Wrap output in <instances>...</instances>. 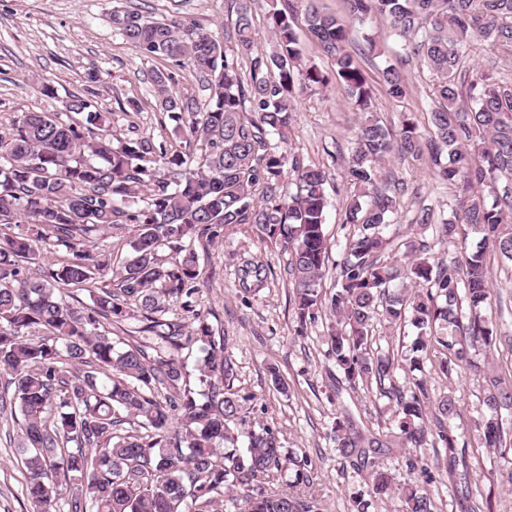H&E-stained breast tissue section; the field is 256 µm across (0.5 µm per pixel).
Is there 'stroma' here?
I'll list each match as a JSON object with an SVG mask.
<instances>
[{
  "instance_id": "obj_1",
  "label": "stroma",
  "mask_w": 512,
  "mask_h": 512,
  "mask_svg": "<svg viewBox=\"0 0 512 512\" xmlns=\"http://www.w3.org/2000/svg\"><path fill=\"white\" fill-rule=\"evenodd\" d=\"M117 10H137L154 21L192 20L218 40L223 39L224 26L231 21L225 0H0V125L9 126L21 112H59L68 97L88 96L109 112L115 138L163 139L172 147H182L181 127L189 117L184 114L174 119L160 111L152 77L158 71L172 73L174 92L200 102L205 99L202 83L189 70L172 69L162 59L144 58L127 45L114 30L112 16ZM297 35L304 63L317 67L330 81L299 91L288 146L306 163L319 165L328 174L325 233L335 244L348 234L342 221L354 194L336 158L349 154L359 115L343 86L333 80L334 63L318 49L306 24H299ZM369 37L377 41L380 54H365ZM350 40L353 49L360 51V65L374 85V110L381 120L396 126L407 115L419 127H426L433 107L427 72L413 63L405 66L408 92L399 101L377 84L381 70L396 63L401 52L386 23L375 15L351 22ZM41 82L54 87L55 97L39 93ZM381 172L406 188L390 236L399 244L432 240L431 227L413 221L418 206L451 213L460 198L459 188L439 184L427 162L395 155L383 163ZM195 250L197 307L229 338L239 367L235 385L254 398L253 424L273 426L286 449L311 459L313 488L323 497L328 512H346L350 493L361 489L364 480L338 455L328 436L337 405L330 399L323 342L327 320H319L305 335L296 334L289 305L288 255L268 245L257 231L234 233L213 244L200 243ZM257 252L265 254L273 275L259 298L246 305L238 293L237 270L244 258ZM490 267L492 317L502 333L512 336V268L495 258ZM275 370L287 382V393L275 389L271 380ZM397 378L402 383L427 379L436 397L453 394L466 427H473L484 412L482 381L466 365L444 372L438 361L431 359L420 369L399 372ZM347 404L371 427L389 423L390 402L376 387L358 388ZM423 454L437 461L435 449H424ZM458 458L480 493L490 495L493 512H512V491L498 487L492 475L500 461L499 449L480 448L472 442L459 449ZM437 463L435 480L427 491L438 512H467L455 491L456 475L449 473L446 462ZM20 478L14 449L0 443V512H31L20 491Z\"/></svg>"
}]
</instances>
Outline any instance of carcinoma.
Returning a JSON list of instances; mask_svg holds the SVG:
<instances>
[{
  "mask_svg": "<svg viewBox=\"0 0 512 512\" xmlns=\"http://www.w3.org/2000/svg\"><path fill=\"white\" fill-rule=\"evenodd\" d=\"M250 0H230L235 19L224 42L194 22L150 21L138 12L113 17L117 34L141 55L197 74L208 91L202 108L168 88L155 73L159 108L188 112L190 141L200 153L163 141H112L98 102L72 96L66 113L23 112L0 130V414L10 413L32 512H326L323 500L298 489L312 484L308 458L283 448L270 425L247 427L234 389L238 365L228 337L196 309L194 243L215 241L239 227H256L289 254L298 334L325 312L336 318L325 357L335 366L336 398L376 385L392 404L389 431L373 430L349 406H338L332 435L339 455L363 489L349 495L348 512L400 489V512H435L423 488L434 475L414 448H455L465 433L452 395L431 397L428 381L396 384L434 354L464 363L485 382L487 414L477 422L486 448L507 444L502 411L512 412V379L474 365L471 351L497 348L488 310V253L512 263V82L490 70L471 72L463 58L473 42L512 55V0H346L351 19L381 17L402 39L405 58L432 77L430 132L410 118L389 129L373 114L372 89L349 49L347 26L321 12L316 0H271L270 51L258 49ZM335 63L336 79L362 114L344 161L357 188L344 224L353 226L339 259L330 262L325 234L324 169L281 147L291 134L300 87L327 77L301 63L296 20ZM380 85L394 100L407 77L390 65ZM428 160L440 178L467 194L451 219L421 208L415 223L433 226L440 244L467 226L481 239L463 258L435 256L433 246L409 243L412 259L383 260L400 188L379 185L391 153ZM130 233L115 262L114 229ZM52 254L58 259L45 262ZM336 272V289L321 282ZM271 267L253 255L238 269L242 300L259 296ZM86 294L90 302L80 298ZM180 303L184 315L170 310ZM129 321L138 338L122 343L107 327ZM409 322L417 334L409 353L374 351V322ZM202 357L188 360L193 348ZM129 428H124V425ZM247 446H237L239 436ZM403 457L396 481L388 461ZM294 471L286 490L262 480ZM495 479L512 488V459Z\"/></svg>",
  "mask_w": 512,
  "mask_h": 512,
  "instance_id": "1",
  "label": "carcinoma"
}]
</instances>
